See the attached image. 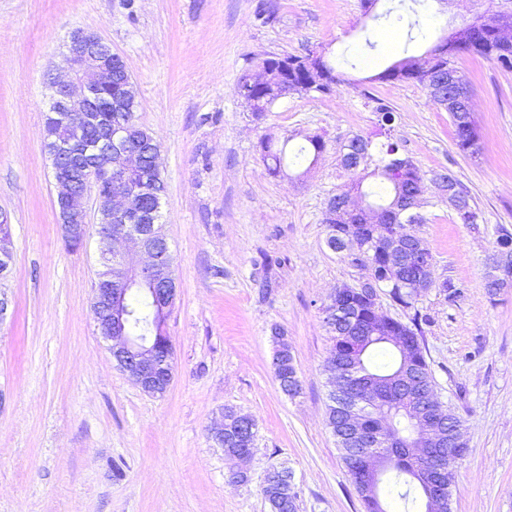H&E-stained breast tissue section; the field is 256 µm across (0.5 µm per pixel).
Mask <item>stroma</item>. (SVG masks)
I'll return each mask as SVG.
<instances>
[{
  "label": "stroma",
  "instance_id": "obj_1",
  "mask_svg": "<svg viewBox=\"0 0 512 512\" xmlns=\"http://www.w3.org/2000/svg\"><path fill=\"white\" fill-rule=\"evenodd\" d=\"M272 4L268 23L255 18ZM488 0H0V211L12 224L11 272L0 293V512H268V469L292 472L299 512H363L326 422L331 345L322 308L363 272L327 245L326 202L351 180L340 148L383 142L367 104L396 115L392 137L424 174L452 173L483 213L460 223L426 193L414 232L434 256V289L413 307L382 297L390 316L420 315L419 342L435 392L463 421L469 451L451 512H512V291L490 297L497 225L512 229V69L465 56L483 152L456 144L448 112L413 83L375 76L430 49ZM95 31L125 60L136 119L160 143L163 232L178 298L164 395L117 369L101 338L91 287L95 241L61 240L43 150L46 75L64 69L65 41ZM321 49L336 66L325 93L294 95L256 119L237 94L266 55ZM319 135L311 169L269 173L260 142L290 147ZM292 347L303 390L285 395L272 364L273 329ZM253 418L248 479L210 438L225 408Z\"/></svg>",
  "mask_w": 512,
  "mask_h": 512
}]
</instances>
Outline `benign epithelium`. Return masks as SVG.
Here are the masks:
<instances>
[{
	"mask_svg": "<svg viewBox=\"0 0 512 512\" xmlns=\"http://www.w3.org/2000/svg\"><path fill=\"white\" fill-rule=\"evenodd\" d=\"M461 27L452 29L441 37L429 51L437 58H449L463 45ZM104 41L93 31L84 28L72 30L67 41L69 76L65 79L50 78L48 112L51 120L63 131L56 144L53 166L57 196L55 205L61 219L64 242L72 248H80L90 234L86 203L94 197L97 207L95 236L102 259V269L96 278L93 293V308L102 338L110 342L109 351L116 365L143 391L152 395L164 394L172 380L173 347L164 327L157 335L140 340L127 332V313L123 299L136 283L152 285L154 306L168 315L174 307L177 287L165 285L170 250L161 248L163 235L156 231L152 209L155 200H161L164 191L155 179L158 172L159 143L149 139L148 145L139 144L133 149L123 148L130 122H115L104 127V137L112 142L116 151H105L98 155L91 177L80 182L64 169L60 162L72 150L87 147L86 130L96 122V113L112 111V100L100 99L98 95L112 89V67L124 63L123 58L107 50L100 52ZM453 84V94L448 97V107L457 112L456 121L468 123L472 119L471 90L456 81L453 76L431 84L430 90L437 96L446 94L445 82ZM435 188V195L448 201V207L457 208L454 188L447 176H433L429 181H420L416 196L404 210H415L426 192V183ZM382 213L362 199L347 195L335 205H327L324 223L332 225V235L327 243L333 250L345 254L353 265L363 269L365 275L354 286L340 288L323 310V321L331 330L347 322H356L350 309V297L361 295L373 301L371 324L389 322L393 317L384 313L380 303L382 289L386 283L392 288L403 285L400 279L402 267L414 263L421 272L419 281L411 284L413 293L422 296L444 282L430 276L434 257L424 242L408 226L392 233H380ZM11 228L0 227V277L9 275L12 253L8 248ZM491 267L495 271L512 269V248H499L492 256ZM361 339L354 340L348 348L349 354L334 360L330 371V394L347 416V437L358 446L376 448L382 442L397 446L402 442L413 449H422L423 455L432 461L422 485L425 494L424 507L449 496L450 484L445 478V448H454L460 456L467 454L468 444L463 438L462 428L453 420H442V401L430 391L429 401L421 402L419 413L414 418V430L410 439L386 419L385 429H372L364 424L366 417L378 410L377 403L362 396V389L375 393L381 391V377L361 373V361L356 351ZM448 426H443V423ZM240 448L234 458L245 461L254 453L252 418L237 416ZM367 480L373 485L382 483L390 470V462L376 454L369 458L366 467Z\"/></svg>",
	"mask_w": 512,
	"mask_h": 512,
	"instance_id": "7a95c632",
	"label": "benign epithelium"
}]
</instances>
